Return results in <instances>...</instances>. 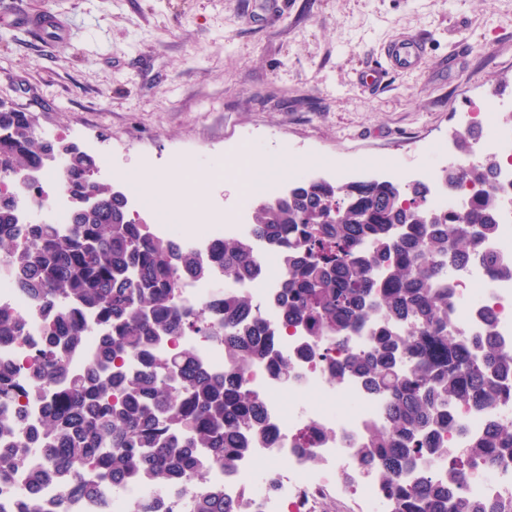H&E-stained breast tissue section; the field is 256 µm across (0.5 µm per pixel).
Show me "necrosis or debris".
<instances>
[{
  "label": "necrosis or debris",
  "mask_w": 512,
  "mask_h": 512,
  "mask_svg": "<svg viewBox=\"0 0 512 512\" xmlns=\"http://www.w3.org/2000/svg\"><path fill=\"white\" fill-rule=\"evenodd\" d=\"M484 136L471 153L459 155L458 166L474 163L477 156H494L500 161L497 192L503 202L499 210V231L485 245L501 263L512 266V133L487 124ZM276 160H268L269 173L242 193L234 211L211 217L204 226L187 223L182 209L158 203L144 193L135 191L129 198L134 207L151 209L155 214L152 231L156 236L175 238L198 252L202 260H210L218 243L232 237L251 234L254 208L257 202L281 195V181L272 179ZM404 183L425 184L432 207L454 211L463 204L462 197L450 195L439 176L438 164L408 169ZM260 270L253 278L239 282L238 288L251 295L257 303L256 317L261 327L273 329L280 322V309L274 295L284 278V272L274 249L266 241L254 243ZM452 301L448 307V322L453 331L473 338L485 330L486 315H493L499 343L512 348V278L490 274L480 261L474 260L454 270L448 279ZM0 304L9 306L15 314L29 320V333L18 340H0V361L17 363V383H24L27 359L40 344L39 321L32 301L15 286L6 261H0ZM307 333L293 331L276 342L278 351L295 358V368L288 378L281 379L265 364L254 365L248 383L263 398L265 413L272 428L271 438L242 460L232 477H225L222 465L208 466L209 478L223 484L229 497L248 496L255 512H324L327 504L347 498L352 502L348 512H390V500L384 486L360 478V465L350 446L362 440L369 427L377 425L383 415V402L370 397L355 378L331 381L327 374L311 361L299 358L304 347L314 346ZM293 400V410H284L283 399ZM313 433L312 446L318 462L309 464L294 451V437L299 429ZM279 457L287 458L284 469L257 472L258 462ZM356 474L351 490L337 483L340 471ZM147 486L130 485L114 488L112 493L96 501L77 499L67 493H56L59 512H128L130 501L155 497Z\"/></svg>",
  "instance_id": "obj_1"
}]
</instances>
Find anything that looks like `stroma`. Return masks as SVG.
Wrapping results in <instances>:
<instances>
[{"label":"stroma","instance_id":"stroma-1","mask_svg":"<svg viewBox=\"0 0 512 512\" xmlns=\"http://www.w3.org/2000/svg\"><path fill=\"white\" fill-rule=\"evenodd\" d=\"M0 0V100L113 171L230 165L240 143L335 181L384 178L452 147L480 106L512 111V0ZM53 15L59 43L13 21ZM427 44L420 68L358 74L384 45ZM233 179L189 202L234 207Z\"/></svg>","mask_w":512,"mask_h":512}]
</instances>
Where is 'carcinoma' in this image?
I'll use <instances>...</instances> for the list:
<instances>
[{"instance_id":"1","label":"carcinoma","mask_w":512,"mask_h":512,"mask_svg":"<svg viewBox=\"0 0 512 512\" xmlns=\"http://www.w3.org/2000/svg\"><path fill=\"white\" fill-rule=\"evenodd\" d=\"M35 124L32 112L0 111V168L30 194L44 157L58 154L71 210L66 227L20 224L0 193V259L39 307L44 336L30 356L28 388L17 389V367L0 362V478L21 480L11 512H55L48 487L93 500L135 483L189 489L191 512H252L247 497L229 499L210 482L204 462L222 463L230 476L269 438L262 398L247 378L259 362L286 376L293 359L276 351L275 333L254 324L242 292H223L210 310L184 308L183 278L204 279L210 265L179 240L155 236L131 213L124 189L93 181L96 156L38 136ZM497 166L484 158L446 173L449 192L467 194L459 212L379 179L344 187L312 179L255 210L253 238L284 265L282 327L329 344L326 373L353 376L384 400L383 422L352 452L391 488V512H512L511 498L476 497L464 479L466 465L512 461V422L494 410L512 397V350L448 331L452 269L479 259L492 274L512 276L481 249L498 230L490 186ZM89 196L100 204L83 206ZM218 261L227 283L258 271L252 238L224 240ZM27 331L25 319L0 306V340ZM93 332L102 336L100 352L71 370L73 351ZM189 334L224 342V371L202 366L189 349L155 355L164 339ZM22 400L42 405L35 430ZM463 408L485 412L488 424L465 447L450 448Z\"/></svg>"}]
</instances>
